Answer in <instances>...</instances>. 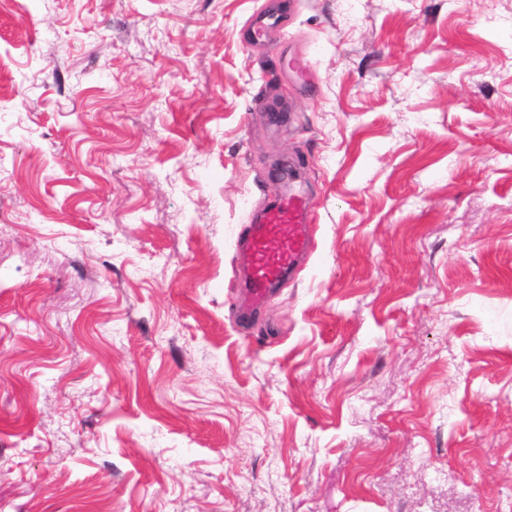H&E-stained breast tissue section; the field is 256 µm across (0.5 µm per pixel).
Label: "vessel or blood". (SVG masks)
Returning <instances> with one entry per match:
<instances>
[{
    "mask_svg": "<svg viewBox=\"0 0 512 512\" xmlns=\"http://www.w3.org/2000/svg\"><path fill=\"white\" fill-rule=\"evenodd\" d=\"M308 198L299 194L281 196L259 221L244 225L249 253V273L238 282L241 307L260 308L273 287L295 271L313 249Z\"/></svg>",
    "mask_w": 512,
    "mask_h": 512,
    "instance_id": "vessel-or-blood-1",
    "label": "vessel or blood"
}]
</instances>
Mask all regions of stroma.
I'll list each match as a JSON object with an SVG mask.
<instances>
[{
	"mask_svg": "<svg viewBox=\"0 0 512 512\" xmlns=\"http://www.w3.org/2000/svg\"><path fill=\"white\" fill-rule=\"evenodd\" d=\"M0 512H512V0L1 7ZM311 209L305 196L285 194L259 221L244 225L250 265L248 276L236 285L240 308H260L270 297L272 288L311 255L313 238L308 218Z\"/></svg>",
	"mask_w": 512,
	"mask_h": 512,
	"instance_id": "35a3bbf8",
	"label": "stroma"
}]
</instances>
